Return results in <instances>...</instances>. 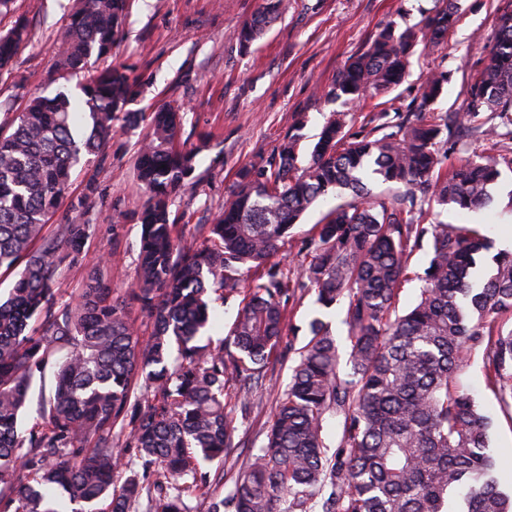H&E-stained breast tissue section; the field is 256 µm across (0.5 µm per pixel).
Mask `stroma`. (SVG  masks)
Masks as SVG:
<instances>
[{
	"label": "stroma",
	"instance_id": "1",
	"mask_svg": "<svg viewBox=\"0 0 512 512\" xmlns=\"http://www.w3.org/2000/svg\"><path fill=\"white\" fill-rule=\"evenodd\" d=\"M74 0H15L14 14L0 17V30L15 19L28 22V39L12 73L0 75V115L18 112L27 100L54 93L55 64L60 37ZM259 0H130L126 35L116 47L114 63L131 68L142 95L131 104L134 112L177 102L184 108L182 137L197 142L208 135L216 150L197 157L199 185L178 197L174 210L181 223L209 224L244 165L267 157L291 130L297 113L307 115L303 134L314 143L334 112H350L361 125L365 109L331 101L329 88L351 58L387 25L405 29L430 15L436 0H291L288 13L251 49L240 48L235 33L257 10ZM493 0H459L454 26L445 43L417 49L406 79L394 91L398 105H413L423 75L440 68L449 74L436 108L462 111L471 75L486 61L485 44L495 24ZM145 126L124 131L112 141L111 165L102 173L105 201L120 197L125 209L138 208L145 193L134 177L137 144ZM100 234L86 244L89 254L107 253L112 283L132 284L139 240L137 225L113 229L111 212H103ZM295 354L280 346L254 386L246 409L234 412L235 447L222 461L209 463L232 485L248 460L249 449L264 439L275 401L288 385ZM454 384L469 393L491 420L488 452L501 464L500 487L512 490V419L503 413L486 379L482 349H472L457 370Z\"/></svg>",
	"mask_w": 512,
	"mask_h": 512
}]
</instances>
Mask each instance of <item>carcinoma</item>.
Wrapping results in <instances>:
<instances>
[{
    "label": "carcinoma",
    "mask_w": 512,
    "mask_h": 512,
    "mask_svg": "<svg viewBox=\"0 0 512 512\" xmlns=\"http://www.w3.org/2000/svg\"><path fill=\"white\" fill-rule=\"evenodd\" d=\"M128 0H78L62 40L60 78L112 58L124 35ZM288 0H261L236 33L242 48L264 37ZM457 0H439L422 24L388 26L336 77L326 96L357 106L399 86L416 46L443 42ZM487 61L472 76L461 112L432 105L448 72L429 71L419 103H394L352 133L349 113L325 122L306 163L288 135L259 163L243 166L211 224L178 223L172 205L195 174L198 145L180 141L184 113L168 103L130 112L137 83L110 64L79 85L32 99L0 123V272L14 276L0 302V512H512L487 454L489 418L452 379L474 346L484 349L487 382L512 416V251L486 269L494 248L478 224L431 221L434 208L477 211L512 169V0H500ZM28 36L18 20L0 32V73L13 69ZM146 121L137 210L112 201V228L139 226L134 282L112 286L102 253L85 245L99 231L100 173L115 121ZM481 134L490 152L447 164L459 131ZM83 171L79 192L68 191ZM388 185L377 198L368 181ZM421 195H416V191ZM351 199L328 210L305 239L295 274L273 261L301 216L331 193ZM75 215L46 230L60 210ZM427 249L416 304L396 297L410 257ZM80 267L79 292L55 295L57 273ZM230 346L203 342L213 299L241 293ZM315 294L329 310L347 302L349 371L340 370L331 325L317 316L276 402L265 440L226 495L201 463L233 447L227 384L249 403L287 331L288 302ZM54 368V391L37 421L22 426L36 374ZM143 395H138L136 385ZM343 418L329 453L326 416ZM126 474L116 483V473Z\"/></svg>",
    "instance_id": "obj_1"
}]
</instances>
